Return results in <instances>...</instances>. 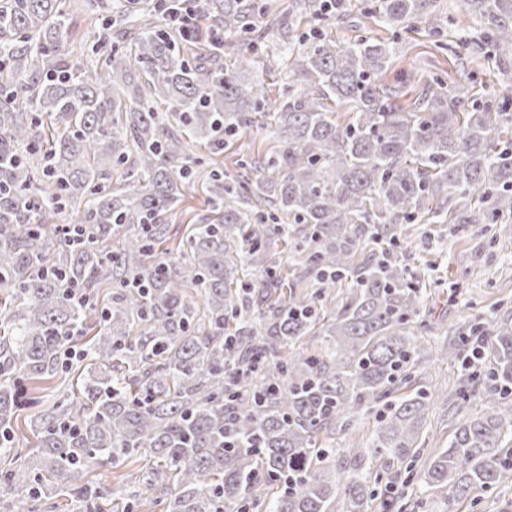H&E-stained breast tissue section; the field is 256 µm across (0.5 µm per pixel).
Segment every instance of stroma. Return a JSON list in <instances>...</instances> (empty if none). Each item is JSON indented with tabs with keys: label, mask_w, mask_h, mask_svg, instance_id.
<instances>
[{
	"label": "stroma",
	"mask_w": 512,
	"mask_h": 512,
	"mask_svg": "<svg viewBox=\"0 0 512 512\" xmlns=\"http://www.w3.org/2000/svg\"><path fill=\"white\" fill-rule=\"evenodd\" d=\"M345 18H332L320 27L342 44L349 45L357 36L399 40L395 71H412L423 78L448 77L469 73L477 89L493 90L501 80L498 54L485 39L486 27L465 8L462 0H434V7L444 18L442 39H435L427 29L418 27L401 35L381 28L371 20L374 0H347ZM268 125H256L228 149L213 155L202 145L194 151L200 159H214L223 167L227 180L240 173V161L266 153L272 146ZM206 183L199 180L182 191L179 208L172 218L168 239L160 245L163 258L178 256L179 244L190 224L196 223L206 209ZM404 244L399 257L414 278L426 286L429 297L420 310L421 319L430 323L425 341L441 345L464 320L493 313L512 311V231L503 232L497 224H406L398 236ZM465 372L460 364L429 360L418 365L415 384L428 391L445 387L455 389ZM79 387L68 375L27 384L19 415L16 457L0 456V469L20 464L36 443L34 422L40 410L52 406L61 396L75 397ZM481 392H473L466 406L454 410L443 402L431 404L420 431L421 460L445 448L457 425L483 412ZM150 466L147 457L132 458L124 465H109L89 470L86 481L122 489L119 500L108 501L105 512H123L127 500L141 489Z\"/></svg>",
	"instance_id": "1"
}]
</instances>
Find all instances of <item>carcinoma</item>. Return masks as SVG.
I'll return each mask as SVG.
<instances>
[{
	"label": "carcinoma",
	"instance_id": "obj_1",
	"mask_svg": "<svg viewBox=\"0 0 512 512\" xmlns=\"http://www.w3.org/2000/svg\"><path fill=\"white\" fill-rule=\"evenodd\" d=\"M498 49H512V0H464ZM98 21L90 72L67 47L69 0H0V455L14 452L23 383L68 373L84 398L38 416L37 444L0 470L27 504L64 491L101 512L109 488L87 470L153 459L140 504L151 512H368L384 480L374 461L406 463L405 480L461 503L512 479V313L475 319L435 350L485 379L487 409L414 471L432 394L406 392L424 345L411 324L424 289L393 252L404 224H485L512 215V100L493 102L441 77L411 100L377 84L397 43L343 46L296 34L290 9L207 0L224 37L165 28L179 0H84ZM348 5L304 0L321 21ZM375 23L443 35L433 0H378ZM274 44L290 70L274 98L225 60ZM345 112L340 113L338 109ZM271 118L274 145L232 183L210 169V215L180 257L156 248L200 161ZM79 224L84 243L64 236ZM122 240L109 253L106 242ZM291 272L268 266L277 243ZM264 267L263 287L239 278ZM345 296L336 302V284ZM110 300L97 304L101 285ZM98 335L89 339V330ZM307 336L319 345L290 353ZM384 404L353 472L336 481L328 445L365 408Z\"/></svg>",
	"mask_w": 512,
	"mask_h": 512
}]
</instances>
